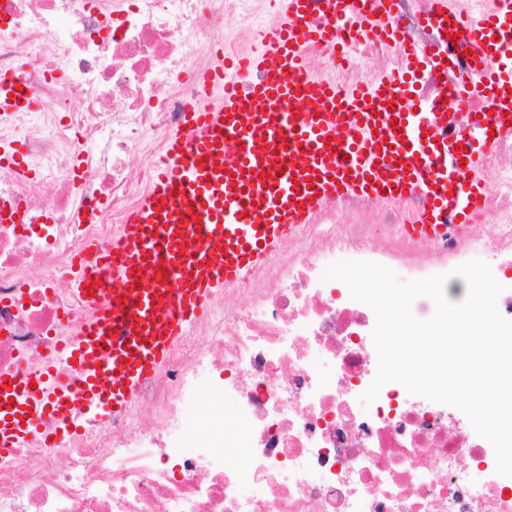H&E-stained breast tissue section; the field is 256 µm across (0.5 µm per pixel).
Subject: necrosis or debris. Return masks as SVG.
Returning a JSON list of instances; mask_svg holds the SVG:
<instances>
[{
	"label": "necrosis or debris",
	"instance_id": "1",
	"mask_svg": "<svg viewBox=\"0 0 512 512\" xmlns=\"http://www.w3.org/2000/svg\"><path fill=\"white\" fill-rule=\"evenodd\" d=\"M225 0H0V85L40 108L0 109V373L40 366L87 317L58 274L107 242L205 91ZM377 221L363 223L368 211ZM348 212V224L336 221ZM25 213L26 223L14 221ZM400 206L331 202L246 288L214 296L137 409L66 446L0 457V512H512V476L459 409L377 373L374 311L326 269L348 260L408 281L490 265L512 320V224L448 243L404 238ZM211 401L215 413L201 411ZM153 421H141L140 408ZM243 447L234 462L224 451Z\"/></svg>",
	"mask_w": 512,
	"mask_h": 512
}]
</instances>
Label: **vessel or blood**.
Segmentation results:
<instances>
[{
	"label": "vessel or blood",
	"mask_w": 512,
	"mask_h": 512,
	"mask_svg": "<svg viewBox=\"0 0 512 512\" xmlns=\"http://www.w3.org/2000/svg\"><path fill=\"white\" fill-rule=\"evenodd\" d=\"M271 4L278 25L225 57L211 79L220 98L185 113L125 230L78 263L79 335L38 370L0 374L1 457L77 433L75 406L104 425L127 414L214 294L250 279L327 202L409 203L413 238L462 234L482 215V170L512 139V0L474 16L429 0L426 27L456 37L444 53L408 40L393 0ZM338 18L394 46L400 67L348 87L314 76L310 52H336ZM440 74L448 85L423 99L419 83Z\"/></svg>",
	"instance_id": "vessel-or-blood-1"
}]
</instances>
